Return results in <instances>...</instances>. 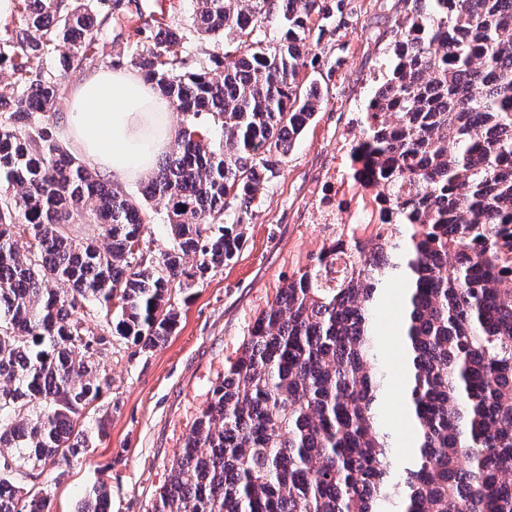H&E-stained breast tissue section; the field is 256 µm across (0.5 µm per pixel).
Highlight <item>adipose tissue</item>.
<instances>
[{
	"mask_svg": "<svg viewBox=\"0 0 512 512\" xmlns=\"http://www.w3.org/2000/svg\"><path fill=\"white\" fill-rule=\"evenodd\" d=\"M168 100L133 73L101 67L69 90L67 132L79 159L116 183L149 176L175 137Z\"/></svg>",
	"mask_w": 512,
	"mask_h": 512,
	"instance_id": "obj_1",
	"label": "adipose tissue"
}]
</instances>
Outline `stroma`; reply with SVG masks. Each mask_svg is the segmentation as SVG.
I'll return each instance as SVG.
<instances>
[{"label": "stroma", "instance_id": "35a3bbf8", "mask_svg": "<svg viewBox=\"0 0 512 512\" xmlns=\"http://www.w3.org/2000/svg\"><path fill=\"white\" fill-rule=\"evenodd\" d=\"M343 27L328 24L308 40L306 76L326 100L297 138L277 178L244 218L241 253L214 276L193 283L180 304L174 336L153 350L123 341L98 357L111 386L91 404L88 418L105 417L103 433L64 476L44 469L35 488L47 489L53 512H75L94 485L105 482L111 512H151L171 476V462L206 406L224 368L240 355L259 313L280 286L322 248L336 225L364 231L372 214L366 191L354 178L350 149L360 137L375 76L402 17L404 0H352ZM196 0H134L103 27L93 66L127 62L138 55L146 24L177 28L192 68H208L221 47L194 26Z\"/></svg>", "mask_w": 512, "mask_h": 512}]
</instances>
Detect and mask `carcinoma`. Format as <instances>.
<instances>
[{"instance_id": "1", "label": "carcinoma", "mask_w": 512, "mask_h": 512, "mask_svg": "<svg viewBox=\"0 0 512 512\" xmlns=\"http://www.w3.org/2000/svg\"><path fill=\"white\" fill-rule=\"evenodd\" d=\"M0 64V512H51L28 472L89 451L85 410L110 387L90 347L143 350L177 329V300L240 254L241 224L323 100L305 79L331 0H197V32L250 35L193 70L158 29L130 60L181 113L170 152L133 196L87 168L35 115L90 65L96 13L121 0H22ZM351 147L359 183L390 202L280 288L224 372L153 512H512V0H404ZM222 138H196L209 124ZM170 241L151 255L148 202ZM71 224L109 240L78 242ZM193 257L195 270L185 268ZM68 284L70 290L59 286ZM399 287L401 374L381 313ZM88 311H83V308ZM405 435L388 414L395 376ZM105 483L77 512H109Z\"/></svg>"}]
</instances>
